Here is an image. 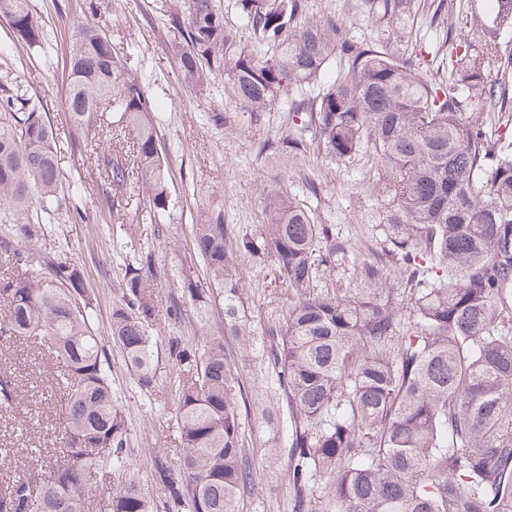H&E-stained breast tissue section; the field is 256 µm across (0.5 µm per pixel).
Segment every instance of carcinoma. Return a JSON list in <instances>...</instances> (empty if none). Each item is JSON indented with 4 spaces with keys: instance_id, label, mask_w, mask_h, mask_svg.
Here are the masks:
<instances>
[{
    "instance_id": "cac0c4a2",
    "label": "carcinoma",
    "mask_w": 512,
    "mask_h": 512,
    "mask_svg": "<svg viewBox=\"0 0 512 512\" xmlns=\"http://www.w3.org/2000/svg\"><path fill=\"white\" fill-rule=\"evenodd\" d=\"M371 13L394 23L411 19L413 0H367ZM494 14L448 31V68L436 80L417 74L399 48L357 46L336 26L305 23V0H236L253 36L237 45L214 0H185L169 17L172 51L183 82L196 92L222 76L248 112H267L296 88L292 133L263 145L294 159L313 146L346 162L370 149L386 179L391 207L384 250L410 270V288H394L379 263L362 270L364 287L318 293L320 271L344 252L329 224H317L296 197L272 192L259 240L245 251L273 260L295 296L269 329L265 363L275 389L261 408L268 422L288 413V485L294 512H512V124L488 116L512 112V0ZM431 21L454 13L453 0H427ZM0 17L16 39L43 45V21L30 0H0ZM335 56L344 72L315 81ZM471 100L472 111H464ZM107 102L117 119L101 114ZM65 105L67 145L93 159L104 175L105 203L128 197L158 216L170 204L159 155L154 107L142 79L112 50L104 30L79 21L69 49ZM41 102L0 82V213L30 239L44 232L34 209H61L60 171ZM107 121L113 145L90 137ZM136 132L134 163L117 149ZM194 253L209 288L184 274L169 319L195 304L208 321L204 295L224 306V335L243 352L253 347L236 250L224 217L192 229ZM11 268L0 282V339L47 343L64 370L56 375L64 420L59 456L49 473L0 478V512H240L254 471L243 447L249 400L224 339L167 342L174 374L178 448L151 460L153 497L125 478L127 430L112 396L111 363L90 319L95 293L74 264L38 269L1 239ZM156 275L151 264L125 274L112 305L111 338L141 387L157 370ZM19 386L0 377V412L20 403ZM107 474V499L90 488ZM323 485L320 495L313 494Z\"/></svg>"
}]
</instances>
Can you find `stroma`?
<instances>
[{
	"instance_id": "stroma-1",
	"label": "stroma",
	"mask_w": 512,
	"mask_h": 512,
	"mask_svg": "<svg viewBox=\"0 0 512 512\" xmlns=\"http://www.w3.org/2000/svg\"><path fill=\"white\" fill-rule=\"evenodd\" d=\"M45 22L47 40L31 48L18 42L12 29L0 21V76L21 81L29 95L39 97L56 136L62 189L66 203L46 224L43 236L19 241L33 264L53 260L75 264L97 294L93 324L106 346L112 365V392L127 428L129 470L141 483L149 481L153 452L177 444L173 378L166 353H159L151 392H142L127 369L122 351L111 339L112 304L126 272L151 262L158 274L154 330L162 336H223L224 350L237 365L250 399L270 394L275 375L255 372L269 346V328L282 320L292 296L278 280L269 258L242 251L238 270L255 343L243 355L238 342L224 333L221 306L209 311L206 327L193 315L182 322L168 319L171 297L179 295V272L201 273L202 263L190 244L193 224L223 214L224 228L234 244L259 238L266 222L267 196L273 191L295 195L321 224L333 225L344 246L332 266L316 282L320 291L346 292L362 287L365 263L385 260L390 283L400 285L404 273L396 259H383L389 199L384 177L371 153L362 152L346 163L310 153L290 161L263 151L265 141L287 134L292 114L290 95H283L271 111L251 114L236 103L224 78L212 81L207 91H190L179 74L171 50L169 15L182 0H32ZM306 15L316 21L332 20L355 42L391 40V25L370 17L365 0H306ZM99 25L114 52L142 74L156 107L161 155L172 184V203L163 215L149 219L136 204L124 208L120 223L103 222L105 184L92 159L71 154L67 148L69 121L65 107L66 47L75 20ZM224 113L227 125L210 115ZM14 377L24 401L0 416V443L15 444L20 452L11 474L45 466L55 458L62 428L60 395L51 380L57 373L40 342L17 339L0 345V374ZM269 433L258 414L244 424V445L254 469V487L242 501L243 512H292L286 454L270 459Z\"/></svg>"
}]
</instances>
